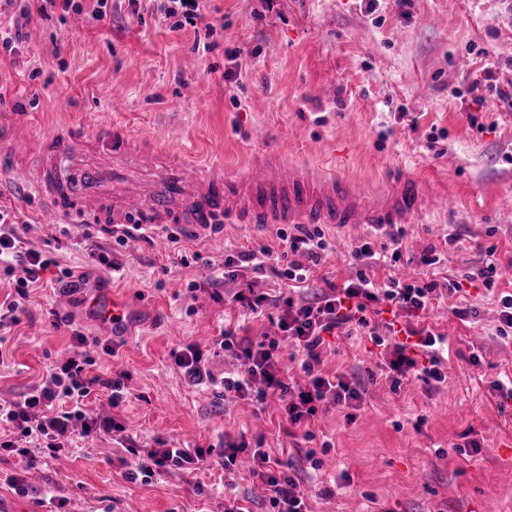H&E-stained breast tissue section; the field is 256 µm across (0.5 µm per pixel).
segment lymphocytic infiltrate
Instances as JSON below:
<instances>
[{
    "label": "lymphocytic infiltrate",
    "instance_id": "f902f5d3",
    "mask_svg": "<svg viewBox=\"0 0 512 512\" xmlns=\"http://www.w3.org/2000/svg\"><path fill=\"white\" fill-rule=\"evenodd\" d=\"M324 233L319 228L297 226L295 233L287 236L291 252L304 254L307 264L289 263L283 270L285 279L306 282L310 269L308 263L317 259L324 248ZM16 260L27 264L31 280H38L41 271L50 266V259L35 250L24 248L23 241L12 225L0 224V263ZM436 282L402 284L388 280L376 284L366 276L331 291L318 301L285 299L281 312L272 323L273 330L256 339L238 329H224L220 333V346L224 351V375L215 378L205 365L203 352L193 344L186 345L174 355V363L185 380L194 386L216 384L221 397L251 398L257 406H265L268 397L277 398L282 404L286 424L301 430L303 438H310L304 424L311 420L318 403L329 400L346 408L357 407L362 392L352 387L342 376L322 375L321 347L324 334L336 327L355 322L362 328L370 327L375 304L386 301L407 315L417 317L427 312ZM408 342L386 345L384 337H377V344L387 347V356L381 366L388 372L392 387H399L403 376L418 370L419 378L432 387L443 382L441 369L446 338L430 329L412 331ZM289 339L300 356V369L306 375V384L290 382L280 354L281 339ZM425 356V363H418V356ZM89 356L72 357L50 369L42 382L23 399L0 404V422L12 424L23 436L43 439L49 453H56L60 445L58 436L64 435L75 423H82L84 432L117 430L111 419H90L79 404L88 396L93 386L109 392L112 406L125 402L124 383L121 378L104 379L87 376L85 369L92 365ZM251 451L254 461L253 475L259 476L270 491L269 502L277 512H308L306 494L293 471L284 470L280 461L270 457L266 449H249L247 442L230 443L224 454L225 466H233L242 451ZM204 459L199 448H150L138 456L131 479L150 478L167 467L195 470Z\"/></svg>",
    "mask_w": 512,
    "mask_h": 512
}]
</instances>
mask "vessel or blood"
I'll return each instance as SVG.
<instances>
[{
    "label": "vessel or blood",
    "mask_w": 512,
    "mask_h": 512,
    "mask_svg": "<svg viewBox=\"0 0 512 512\" xmlns=\"http://www.w3.org/2000/svg\"><path fill=\"white\" fill-rule=\"evenodd\" d=\"M3 176L55 216L107 231L138 225L194 236L228 224H366L380 230L417 223L431 210L419 177L405 172L367 193L348 178L315 176L267 155L229 179L222 161L200 170L185 152L133 138L118 124L93 133L70 128L25 144L17 143L13 127L1 126ZM89 307L109 332L131 311L128 298L114 292L93 296Z\"/></svg>",
    "instance_id": "b4317fda"
}]
</instances>
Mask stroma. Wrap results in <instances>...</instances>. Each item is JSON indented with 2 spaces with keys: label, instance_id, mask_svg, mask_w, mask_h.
<instances>
[{
  "label": "stroma",
  "instance_id": "obj_1",
  "mask_svg": "<svg viewBox=\"0 0 512 512\" xmlns=\"http://www.w3.org/2000/svg\"><path fill=\"white\" fill-rule=\"evenodd\" d=\"M78 2L79 10L56 6L43 17L38 0H0L2 32H12L21 6L31 12L15 49L0 50V118L24 133L72 125L92 133L119 122L162 147H190L200 164L221 158L228 177L269 151L367 187L403 169L426 179L441 208L403 227L393 267L350 256L362 243H386L385 232L324 225L318 265L291 287L268 266L223 275L225 253L282 255L279 225L228 224L220 236L122 246L0 188V213L26 248L55 260L22 300L17 323L0 331V403L22 399L68 353L86 354L95 360L90 375L123 374L127 391L117 408L92 391L86 408L116 418L136 448L211 450L198 470L132 482L133 458L112 441L74 430L52 458L36 438L0 427V440L17 446L0 454V491L14 493L10 480L20 478L25 512H224L234 498L268 512L269 492L247 455L228 468L217 447L243 434L295 463L310 512H512V400L489 392L493 379L512 377V341L498 332L499 301L512 294V210L501 206L512 197V101L497 94L512 88V0H202L209 36L177 27L167 0ZM234 49L238 58L228 60ZM487 66L497 86L484 81ZM491 247L502 275L489 287L476 272ZM430 251L439 263L420 264ZM99 253L121 265L120 278L95 262ZM361 273L379 284L438 282L416 324L448 338L444 383L430 389L409 378L391 389L381 376L385 348L342 325L326 335L320 368L363 389V402L323 409L314 439L296 448L277 402L261 410L222 400L214 387L188 385L173 364V352L192 343L223 376L221 331H267L266 317L228 302L240 288L273 303L310 299ZM71 280L85 286L59 306ZM105 290L125 293L132 307L116 338L85 306ZM109 344L111 356L102 352Z\"/></svg>",
  "mask_w": 512,
  "mask_h": 512
}]
</instances>
